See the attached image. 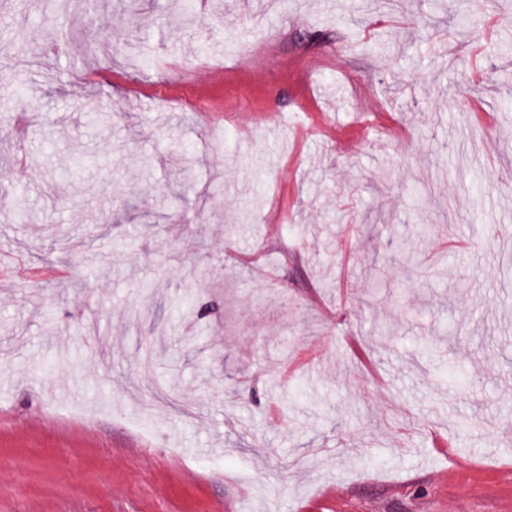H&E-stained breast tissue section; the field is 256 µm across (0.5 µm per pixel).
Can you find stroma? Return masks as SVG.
<instances>
[{
	"instance_id": "35a3bbf8",
	"label": "stroma",
	"mask_w": 512,
	"mask_h": 512,
	"mask_svg": "<svg viewBox=\"0 0 512 512\" xmlns=\"http://www.w3.org/2000/svg\"><path fill=\"white\" fill-rule=\"evenodd\" d=\"M255 15L0 0V512H512V0Z\"/></svg>"
}]
</instances>
